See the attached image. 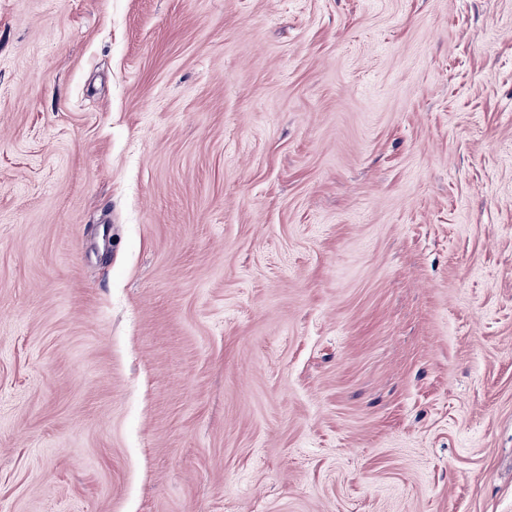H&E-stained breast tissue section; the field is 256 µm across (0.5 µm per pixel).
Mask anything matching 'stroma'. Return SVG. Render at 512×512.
I'll return each mask as SVG.
<instances>
[{
    "label": "stroma",
    "instance_id": "1",
    "mask_svg": "<svg viewBox=\"0 0 512 512\" xmlns=\"http://www.w3.org/2000/svg\"><path fill=\"white\" fill-rule=\"evenodd\" d=\"M0 512H512V0H0Z\"/></svg>",
    "mask_w": 512,
    "mask_h": 512
}]
</instances>
